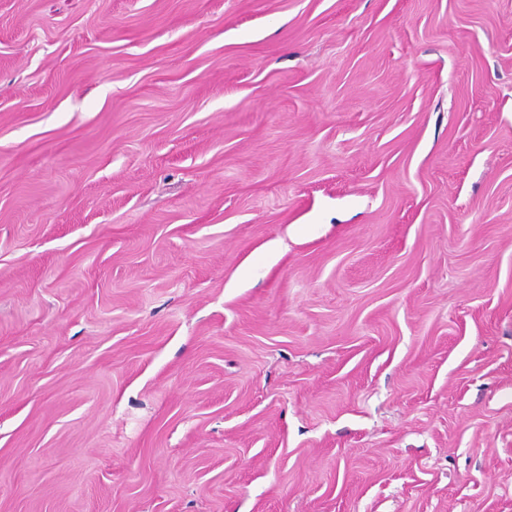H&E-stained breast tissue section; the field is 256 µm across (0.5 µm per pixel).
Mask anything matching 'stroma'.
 Listing matches in <instances>:
<instances>
[{"mask_svg": "<svg viewBox=\"0 0 512 512\" xmlns=\"http://www.w3.org/2000/svg\"><path fill=\"white\" fill-rule=\"evenodd\" d=\"M0 512H512V0H0Z\"/></svg>", "mask_w": 512, "mask_h": 512, "instance_id": "stroma-1", "label": "stroma"}]
</instances>
